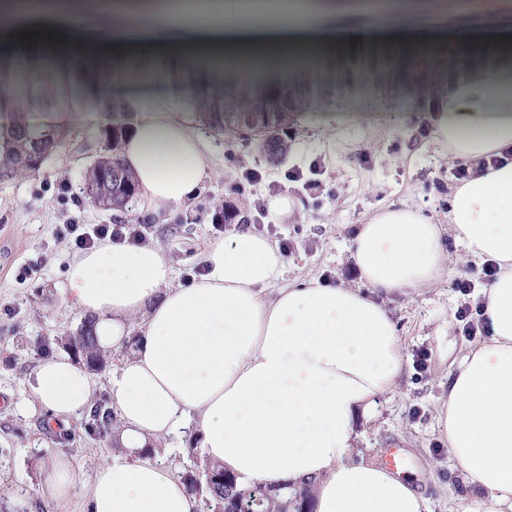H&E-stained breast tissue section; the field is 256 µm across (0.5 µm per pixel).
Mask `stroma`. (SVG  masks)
Listing matches in <instances>:
<instances>
[{"instance_id": "1", "label": "stroma", "mask_w": 512, "mask_h": 512, "mask_svg": "<svg viewBox=\"0 0 512 512\" xmlns=\"http://www.w3.org/2000/svg\"><path fill=\"white\" fill-rule=\"evenodd\" d=\"M333 25L403 39L401 55L389 58L401 73L405 56L415 51L418 27L408 14L379 26L367 13L348 11ZM360 54L356 43L325 45L320 64L294 77L302 87L309 79L320 80L322 92L311 108L293 113L292 147L279 165L266 161L256 141L195 123L215 175L196 199L174 209L152 213L136 198L124 211H106L83 195L88 168L112 150L106 130L132 122V114L125 112L113 113L108 122L89 112L76 113L64 127L63 144L38 172L0 180V512H61L46 493L53 457L66 456L89 474L116 453L112 438L82 435L84 413L52 418L29 389L32 371L42 359L39 345L61 352L59 337L76 333L84 320L83 313L63 300L65 271L76 249L59 237L58 228L70 217L84 224L139 225L142 243L163 247L180 284L202 273L210 244L250 230L276 245H288L284 284L317 278L353 287L359 277L347 259L350 239L377 210L406 203L445 217L455 164L432 141L435 113L415 111L402 91L378 79L359 93L341 91L333 66ZM127 67L126 83L112 86L111 98L177 99L185 92L183 79L172 69L146 79L136 61ZM313 164L321 186L310 191L290 174ZM251 169L260 173V180H244ZM275 185L303 203L302 215L278 221L257 212L256 201ZM226 212L235 213V220L218 225V216ZM446 246L450 262L440 278L410 295L384 300L403 348L404 375L358 426L357 451L363 457L381 462L389 449H400V470L424 489L429 512H448L449 493L465 491L438 432L436 409L448 398L449 371L474 342L456 316L464 297L453 282L482 273L481 264L468 258L462 245L450 240ZM421 353L426 356L422 363L417 360Z\"/></svg>"}]
</instances>
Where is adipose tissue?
<instances>
[{"label": "adipose tissue", "instance_id": "obj_1", "mask_svg": "<svg viewBox=\"0 0 512 512\" xmlns=\"http://www.w3.org/2000/svg\"><path fill=\"white\" fill-rule=\"evenodd\" d=\"M85 5L44 6L28 22L52 35L46 56L67 73L98 72V93L126 81L100 55L114 38L152 43L156 62L206 64L203 49L227 41L290 40L311 34L320 16L296 24L257 25L252 0L214 11L204 0H159L150 13L126 11L81 34ZM434 140L449 159L471 166L448 195V223L408 205L377 210L358 225L348 259L359 286L311 279L281 287L285 262L262 235L240 231L210 245L205 275L175 284L160 245L106 242L75 255L65 296L93 316L102 349L121 348L143 321L131 357L112 370L107 389L122 453L85 474L54 458L48 490L66 503L83 489L86 512H194L196 504L151 444L194 429L206 458L239 486L310 485L314 512H428V499L400 472L351 461L356 423L395 390L404 354L383 297L409 294L448 269L445 235L469 258L497 265L482 290L485 339L448 374V400L437 410L467 488L448 512H512V48L471 67L439 90ZM138 118L120 158L152 208L192 200L213 176L199 135L158 101L132 99ZM29 387L56 416L86 408L96 382L61 353L41 361Z\"/></svg>", "mask_w": 512, "mask_h": 512}]
</instances>
